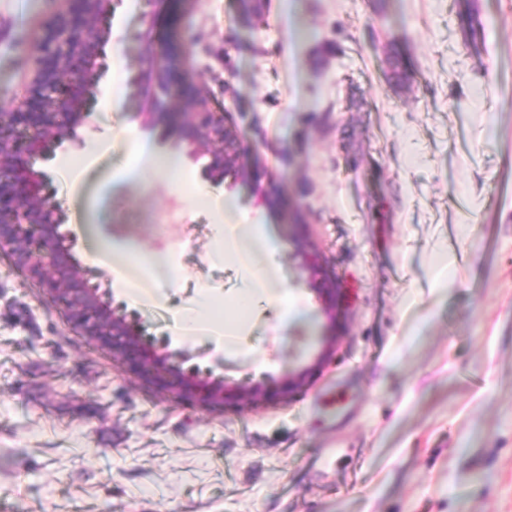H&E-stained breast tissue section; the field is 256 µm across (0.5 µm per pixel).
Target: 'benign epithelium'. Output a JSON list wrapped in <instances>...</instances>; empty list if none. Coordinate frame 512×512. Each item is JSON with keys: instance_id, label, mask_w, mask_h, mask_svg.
<instances>
[{"instance_id": "7a95c632", "label": "benign epithelium", "mask_w": 512, "mask_h": 512, "mask_svg": "<svg viewBox=\"0 0 512 512\" xmlns=\"http://www.w3.org/2000/svg\"><path fill=\"white\" fill-rule=\"evenodd\" d=\"M71 7L49 24L38 46L28 97L0 106V250L10 252L15 266L30 262L40 288L66 314L68 323L97 347L108 351L140 380L158 391L171 393L182 403L201 409L233 403L255 409L266 403L267 393L259 383H230L225 378L182 367V359L169 350V342L143 336L137 319L123 305L100 301L98 286L91 283L89 268L71 253V233L53 200L44 173L34 170L32 160L53 149L81 148L78 129L90 121L88 102L103 73L104 46L112 33V0H66ZM154 19L142 13V28L136 39L146 49L145 67L137 85L146 103L138 116L141 128L173 129L177 145L194 159H206L203 178L224 184V171H238L246 152L244 137L230 122L217 117L198 84L188 81L177 59L187 50L183 44L155 45ZM178 102L189 111L176 112ZM264 173H252L255 191L269 209H282L281 198L261 185ZM301 268L314 285L321 311L329 327L336 324L338 288L323 268L320 254L305 234L294 239ZM337 336H321V349L312 364L288 374L286 394L302 391L311 375L336 351Z\"/></svg>"}]
</instances>
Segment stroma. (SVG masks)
Listing matches in <instances>:
<instances>
[{
  "label": "stroma",
  "instance_id": "35a3bbf8",
  "mask_svg": "<svg viewBox=\"0 0 512 512\" xmlns=\"http://www.w3.org/2000/svg\"><path fill=\"white\" fill-rule=\"evenodd\" d=\"M484 29L461 40L459 10ZM311 40L301 80L282 0H153L157 35L193 42L179 65L202 81L252 150L335 278V355L289 401L279 387L319 351L325 319L291 244L286 211L232 189L150 173L112 206L107 236L183 276L163 303H128L187 365L264 383L265 408L203 411L143 385L68 323L0 252V512H512V0H302ZM62 0H0V103L24 99L37 45ZM140 0H114L123 92L112 125L143 133L130 82L140 68ZM403 63L396 79L390 61ZM236 197L271 225L274 259L309 318L284 338L278 312L253 314L242 343L259 360L187 345L178 314L202 294L234 318L242 281L206 259L210 211L197 190ZM454 261L433 287L437 252Z\"/></svg>",
  "mask_w": 512,
  "mask_h": 512
}]
</instances>
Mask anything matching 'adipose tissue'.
I'll return each instance as SVG.
<instances>
[{
    "instance_id": "1",
    "label": "adipose tissue",
    "mask_w": 512,
    "mask_h": 512,
    "mask_svg": "<svg viewBox=\"0 0 512 512\" xmlns=\"http://www.w3.org/2000/svg\"><path fill=\"white\" fill-rule=\"evenodd\" d=\"M132 162L115 179L120 183L141 185L148 173L162 170L176 171L181 161L174 156L158 157L145 141L133 138L129 141ZM196 201L212 202L217 224V233L212 242L208 258L212 263H237L244 272L243 286L234 303L240 310V318L218 320L214 306L209 300H202L196 307L183 313L176 326L177 334L186 341L201 336H213L230 355L243 354L240 337L244 331L243 315L259 308L272 306L279 310L282 319L299 316L301 309L298 299L286 287L277 265L272 260L275 242L272 229L258 223L249 213L241 209L230 197L210 198L207 192H198ZM135 252L130 244L116 243L102 238L94 241L90 253L92 261L108 262L121 272V286L126 297L136 302L155 303L162 296L159 288L148 287L145 278L154 268L165 271L167 284H174L179 273L172 269L167 257L156 256L142 262L140 271H132L128 259Z\"/></svg>"
}]
</instances>
